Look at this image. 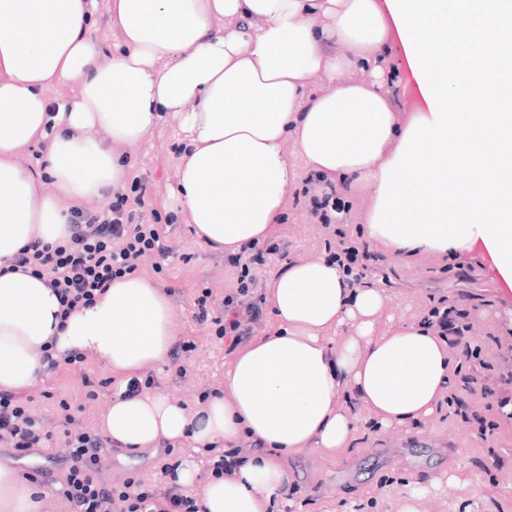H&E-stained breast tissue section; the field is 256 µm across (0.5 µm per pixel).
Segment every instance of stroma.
Masks as SVG:
<instances>
[{
	"label": "stroma",
	"mask_w": 512,
	"mask_h": 512,
	"mask_svg": "<svg viewBox=\"0 0 512 512\" xmlns=\"http://www.w3.org/2000/svg\"><path fill=\"white\" fill-rule=\"evenodd\" d=\"M181 134L175 118H167L138 146L130 150L131 176L142 177L147 208L170 225L173 257L158 262L151 256L137 262L139 274L167 288L184 321L183 338L192 348L180 352L183 375L166 364L146 373L149 392L163 393L195 407L224 385L228 344L211 320L197 318L196 299L211 289L214 305L235 293L240 270L231 255L210 250L199 242L175 207L170 191L177 182ZM308 180H300L276 226L275 238L286 252L270 255L258 267L259 285L288 261L301 257L328 258L339 240L368 246L378 256L370 274L382 280L388 294L381 326L408 324L427 317L435 307L463 309L465 344H451L455 358L453 404L442 405L427 422L403 429H382L368 416H359L356 449L335 457L310 449L288 462L289 482L296 491L276 500L272 512H395L396 497L404 486L425 481L428 491L419 500V512H512V307L501 306L492 290L479 279L478 266L462 272V255L405 256L386 250L368 237L364 213L368 198L337 191L344 213L332 225L322 224L311 212ZM120 389L106 363L92 355L82 362H63L44 373L20 397L34 414L49 421L53 444L21 456L0 447V463L39 476L52 471L44 485L48 496L44 512H66L60 492L66 468L59 402H68L78 425L94 431ZM490 422L480 432L479 419ZM189 448L159 447L138 452L105 448L97 468L106 483L119 486L140 480L168 485L164 464L188 456ZM457 475L463 486H445L447 475Z\"/></svg>",
	"instance_id": "stroma-1"
}]
</instances>
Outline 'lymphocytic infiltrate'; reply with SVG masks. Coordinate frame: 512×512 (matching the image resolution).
I'll return each instance as SVG.
<instances>
[{
  "instance_id": "f902f5d3",
  "label": "lymphocytic infiltrate",
  "mask_w": 512,
  "mask_h": 512,
  "mask_svg": "<svg viewBox=\"0 0 512 512\" xmlns=\"http://www.w3.org/2000/svg\"><path fill=\"white\" fill-rule=\"evenodd\" d=\"M144 193L143 179L134 178L129 193L114 195L95 213L78 214L63 245L24 249L15 259L16 267L47 274L50 286L59 292L63 313L68 314L91 304L113 279L133 272L140 257L149 254L168 260L173 249L165 229L145 223L139 212ZM279 249V244L270 241L244 248L248 263L241 268L237 293L225 297V313L215 319L219 335L231 337L233 344L243 343L261 315L255 298L257 279L250 267ZM60 409L69 464L61 494L69 512H202L197 498L176 486L162 489L139 484L119 490L104 486L95 477V464L108 438L77 426L68 404H61ZM51 438V430L23 402L13 394L0 393V446L25 453L43 447Z\"/></svg>"
}]
</instances>
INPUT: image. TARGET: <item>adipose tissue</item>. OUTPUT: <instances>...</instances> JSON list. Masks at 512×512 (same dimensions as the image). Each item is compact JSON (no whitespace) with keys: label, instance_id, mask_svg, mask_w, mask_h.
<instances>
[{"label":"adipose tissue","instance_id":"1","mask_svg":"<svg viewBox=\"0 0 512 512\" xmlns=\"http://www.w3.org/2000/svg\"><path fill=\"white\" fill-rule=\"evenodd\" d=\"M118 42L93 36L95 0H0V392L83 352L122 383L166 363L181 314L128 274L60 319L47 276L8 271L24 248L69 235L76 211L123 189L130 148L166 117L184 147L176 204L199 241L238 253L270 237L302 172L369 194L371 239L404 254L482 246L512 280V0H107ZM400 44L424 109L399 121L387 57ZM74 85L70 102L49 88ZM41 145L40 168L22 164ZM293 146L300 166L289 165ZM274 327L224 364L203 406L115 395L114 446L260 449L201 484L203 512H269L287 463L347 452L364 413L426 420L453 376L427 323L378 331L376 282L299 257L267 284ZM44 492L0 464V512Z\"/></svg>","mask_w":512,"mask_h":512}]
</instances>
